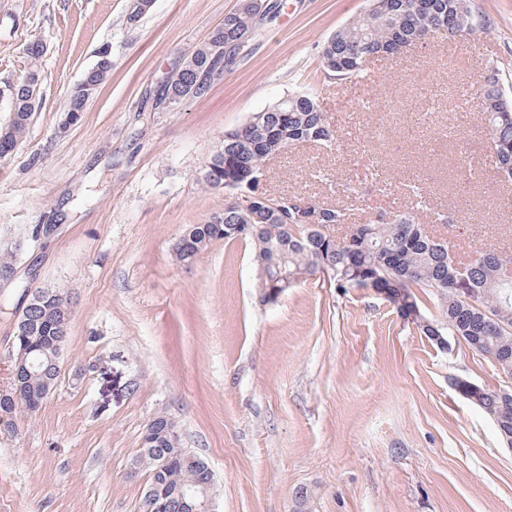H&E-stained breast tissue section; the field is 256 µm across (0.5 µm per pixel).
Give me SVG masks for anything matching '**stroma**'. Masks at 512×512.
I'll use <instances>...</instances> for the list:
<instances>
[{
    "instance_id": "stroma-1",
    "label": "stroma",
    "mask_w": 512,
    "mask_h": 512,
    "mask_svg": "<svg viewBox=\"0 0 512 512\" xmlns=\"http://www.w3.org/2000/svg\"><path fill=\"white\" fill-rule=\"evenodd\" d=\"M0 0V128L23 48L42 43V104L0 161V384L27 286L62 288L73 316L56 390L0 435V512H138L147 424L174 422L209 465L214 512H512V451L451 378L512 384L487 358L441 350L368 289L316 276L265 304L253 250L216 240L191 262L185 229L224 211L205 161L292 91L317 96L341 139L268 164L266 190L346 202L352 220L391 209L381 178H419L434 224L461 247L512 252V183L490 158L473 87L496 68L512 90V0H470L463 35L368 64L365 84L324 80L322 46L366 0H281L252 49L209 94L157 105L161 82L238 0ZM112 71L65 134L73 87Z\"/></svg>"
}]
</instances>
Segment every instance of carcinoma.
<instances>
[{
    "instance_id": "cac0c4a2",
    "label": "carcinoma",
    "mask_w": 512,
    "mask_h": 512,
    "mask_svg": "<svg viewBox=\"0 0 512 512\" xmlns=\"http://www.w3.org/2000/svg\"><path fill=\"white\" fill-rule=\"evenodd\" d=\"M255 2L239 0L237 8L224 15V23L208 42L166 77L159 102L178 106L206 81L213 63L224 57V49H230L234 57L239 54L238 43L256 26ZM411 2L402 0L401 8L394 6L393 0H371L370 8L324 42L320 64L324 77L359 78L366 69L367 55L379 57L392 41L409 40L419 31L437 34L450 27L464 32L472 26L469 0H428V10L418 13ZM43 51L38 42L24 49L28 68L10 89L11 119L0 129L1 160L13 154L39 106L41 95L35 86L40 81L37 62ZM111 69L112 62L101 59L71 90L64 115L68 122L78 123L86 103ZM476 95L497 151L495 166L512 167V96L504 90L496 69L485 72ZM303 143L331 151L337 147L338 134L317 99L301 92L289 93L259 116L224 133V149L204 168L205 182L228 195L224 214L205 224L189 225L178 244L180 260L193 259L214 240H244L252 244L259 268L274 277L282 267L288 271V285L284 287L280 281L274 285L284 292L319 271L344 293L354 288L388 289L387 302L400 313L416 315L414 325L431 344H436L439 336L459 338L512 376V283L502 279L505 270L512 268V254L479 249L464 262L457 259L448 241L431 235L425 225L416 222L418 213L428 208L418 186L398 183L396 188L405 191L409 207L388 213L385 221L374 215L363 224L350 222L344 204H324L301 193H281L247 209L232 201L237 194L253 192L254 181L265 172L268 158ZM342 228L345 233L336 235L335 230ZM460 276L469 283V304L460 299L455 287ZM274 286L260 279L263 300L270 301L269 289ZM418 288L423 294L416 292ZM426 297L439 308L441 318L426 315ZM71 320L72 302L60 290L51 289L47 296L32 298L23 307L15 327L12 357L24 347L32 366L20 372L10 397L0 401V417L7 420L5 430H16L18 415L32 412L46 386L57 387L60 369L51 359L56 345L65 344ZM474 405L483 411H497L501 399L497 391L488 389ZM151 427L150 436L141 440L137 464L149 472L150 483L166 486L168 498L162 512H190L179 490L204 484L210 471L182 460L171 420L158 417ZM166 459L171 464L164 467Z\"/></svg>"
}]
</instances>
